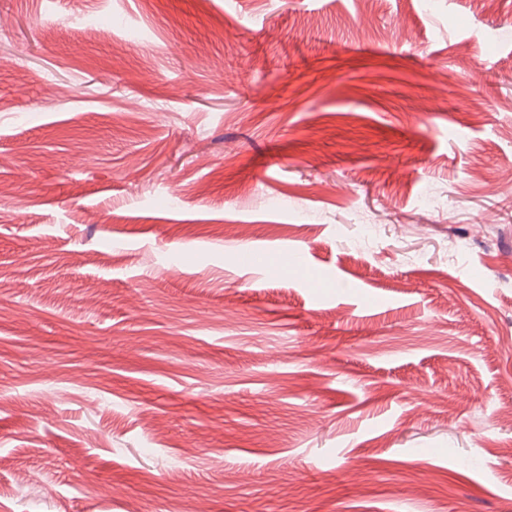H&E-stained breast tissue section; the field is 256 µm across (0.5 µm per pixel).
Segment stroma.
<instances>
[{"mask_svg":"<svg viewBox=\"0 0 512 512\" xmlns=\"http://www.w3.org/2000/svg\"><path fill=\"white\" fill-rule=\"evenodd\" d=\"M510 497L512 0H0V512Z\"/></svg>","mask_w":512,"mask_h":512,"instance_id":"35a3bbf8","label":"stroma"}]
</instances>
